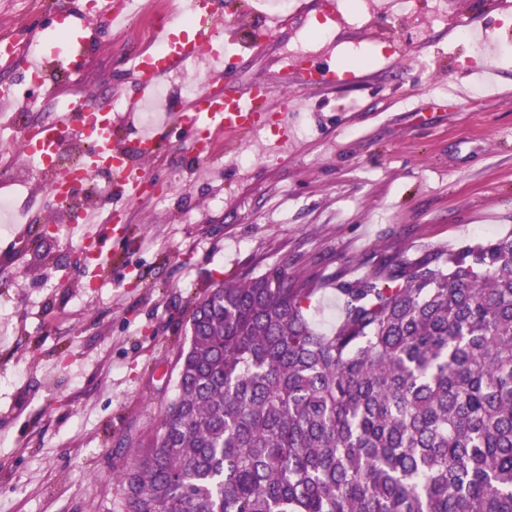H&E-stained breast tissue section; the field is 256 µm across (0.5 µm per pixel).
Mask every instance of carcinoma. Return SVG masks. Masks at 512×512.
<instances>
[{"label":"carcinoma","instance_id":"obj_1","mask_svg":"<svg viewBox=\"0 0 512 512\" xmlns=\"http://www.w3.org/2000/svg\"><path fill=\"white\" fill-rule=\"evenodd\" d=\"M288 266L197 299L124 512H512V234L336 280Z\"/></svg>","mask_w":512,"mask_h":512}]
</instances>
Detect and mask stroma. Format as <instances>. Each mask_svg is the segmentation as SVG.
Returning <instances> with one entry per match:
<instances>
[{
  "label": "stroma",
  "mask_w": 512,
  "mask_h": 512,
  "mask_svg": "<svg viewBox=\"0 0 512 512\" xmlns=\"http://www.w3.org/2000/svg\"><path fill=\"white\" fill-rule=\"evenodd\" d=\"M0 0V35L25 16L34 41L53 42V10ZM217 37L234 94L270 89L256 136L217 137L215 160H194L183 134L161 131L151 180L105 233L112 261L85 260L66 209L58 231L0 227V512H122L117 472L136 439L152 436L175 395L178 355L194 300L231 279L288 265L321 280L311 318L336 322V279L512 233V51L486 71L464 67L458 32L512 41L500 19L512 0H375L369 17L335 27L326 85L284 75V51L324 45L322 0H222ZM450 19L434 23L436 7ZM74 90L129 102L133 41L102 21ZM287 136V153L267 145Z\"/></svg>",
  "instance_id": "35a3bbf8"
}]
</instances>
